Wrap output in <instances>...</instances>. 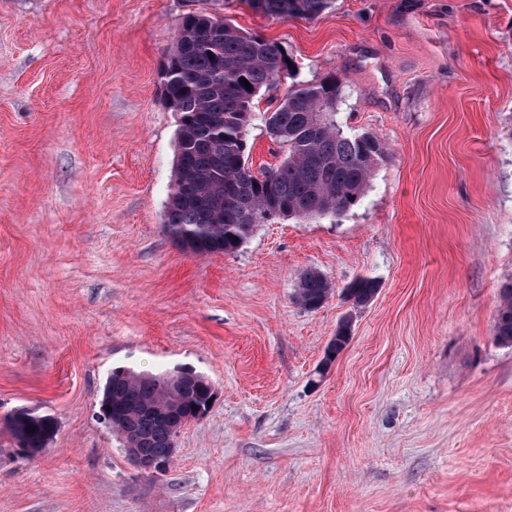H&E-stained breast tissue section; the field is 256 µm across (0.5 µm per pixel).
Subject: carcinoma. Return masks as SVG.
Returning a JSON list of instances; mask_svg holds the SVG:
<instances>
[{
  "label": "carcinoma",
  "mask_w": 512,
  "mask_h": 512,
  "mask_svg": "<svg viewBox=\"0 0 512 512\" xmlns=\"http://www.w3.org/2000/svg\"><path fill=\"white\" fill-rule=\"evenodd\" d=\"M220 0H201L205 7L185 14L176 41L163 65L162 96L178 116L175 181L165 211L168 235L181 247L188 244L209 255L233 253L248 238L256 214L262 222H302L336 218L354 207L373 173L387 157V148L372 134L344 135L336 125L340 84L334 77L318 83H296L277 106L263 115L265 131L284 153L280 164L260 174L248 164L247 134L256 118L261 90L279 87L293 72L289 54L259 34L224 21ZM272 18L313 19L328 0H248ZM246 79L252 89L242 85ZM379 283L360 277L344 289L355 308L369 304ZM331 282L316 271L306 272L297 301L308 311L322 307L332 293ZM495 341L512 348V278L499 288L493 320ZM351 339V319L340 322L326 354L333 360ZM213 384L204 375L180 383L162 372H110L98 405L110 415L123 443L143 448L170 461L176 447L175 425L205 417ZM13 441L34 457L58 431L51 414L20 408L8 416ZM35 431L29 432L27 428Z\"/></svg>",
  "instance_id": "1"
}]
</instances>
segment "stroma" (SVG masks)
I'll use <instances>...</instances> for the list:
<instances>
[{"instance_id": "35a3bbf8", "label": "stroma", "mask_w": 512, "mask_h": 512, "mask_svg": "<svg viewBox=\"0 0 512 512\" xmlns=\"http://www.w3.org/2000/svg\"><path fill=\"white\" fill-rule=\"evenodd\" d=\"M194 0H0V512H512V0H331L278 19L293 79L389 154L336 219L231 254L168 236L161 72ZM309 270L332 294L315 311ZM378 281L365 307L342 290ZM352 338L333 362L344 319ZM187 367L217 400L141 475L96 417L107 375ZM58 421L35 457L4 421ZM331 282L316 271L306 272L297 288V301L308 311L318 310L332 293ZM493 335L499 345L512 348V278L505 280L499 288Z\"/></svg>"}]
</instances>
